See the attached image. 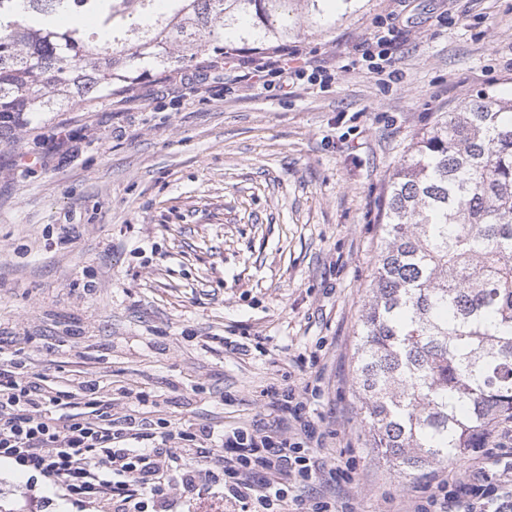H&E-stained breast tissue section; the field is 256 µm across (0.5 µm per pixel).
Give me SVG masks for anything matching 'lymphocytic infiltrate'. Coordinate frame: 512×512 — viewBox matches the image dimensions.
Listing matches in <instances>:
<instances>
[{"instance_id":"1","label":"lymphocytic infiltrate","mask_w":512,"mask_h":512,"mask_svg":"<svg viewBox=\"0 0 512 512\" xmlns=\"http://www.w3.org/2000/svg\"><path fill=\"white\" fill-rule=\"evenodd\" d=\"M399 29L380 24L361 53L369 73L387 82L395 73L390 52ZM298 47L256 63L246 79L287 78L325 86L330 70L301 63ZM18 361L0 347V461L51 480L74 501L97 512H173V482L196 495L220 490L239 512H350L348 503L314 490L323 467V434L295 387L267 390L270 412L288 416L292 431L239 426L219 434L208 425L178 433L148 427L131 416L114 423L98 380L76 379L70 390H50L41 373H17ZM90 415L76 414L79 404ZM493 461L482 458L471 475H439L414 512H512V487L494 482Z\"/></svg>"}]
</instances>
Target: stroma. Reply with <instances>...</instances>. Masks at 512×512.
<instances>
[{"instance_id": "stroma-1", "label": "stroma", "mask_w": 512, "mask_h": 512, "mask_svg": "<svg viewBox=\"0 0 512 512\" xmlns=\"http://www.w3.org/2000/svg\"><path fill=\"white\" fill-rule=\"evenodd\" d=\"M389 16L382 85L359 47ZM296 44L331 84L250 87L199 59L0 137V344L53 387L96 375L118 422L263 425L267 388H307L321 455L349 476L320 489L411 512L438 469L404 480L372 448L357 329L415 134L478 91L512 98V0H368ZM32 495L95 512L0 468V512Z\"/></svg>"}]
</instances>
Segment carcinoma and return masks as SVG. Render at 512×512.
I'll use <instances>...</instances> for the list:
<instances>
[{"label":"carcinoma","mask_w":512,"mask_h":512,"mask_svg":"<svg viewBox=\"0 0 512 512\" xmlns=\"http://www.w3.org/2000/svg\"><path fill=\"white\" fill-rule=\"evenodd\" d=\"M363 0H0V135L90 108L150 67L274 49ZM354 386L405 480L512 424V99L418 132L389 179Z\"/></svg>","instance_id":"cac0c4a2"}]
</instances>
